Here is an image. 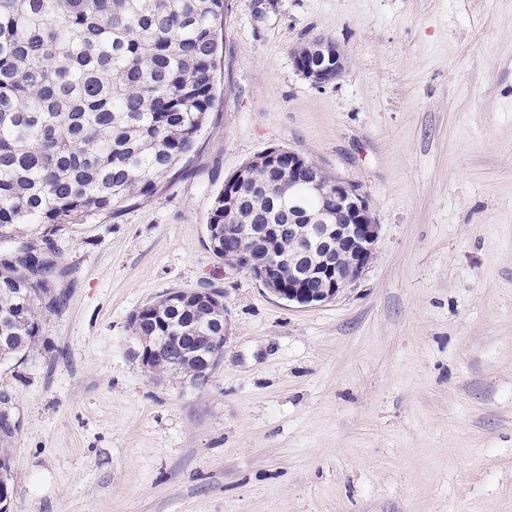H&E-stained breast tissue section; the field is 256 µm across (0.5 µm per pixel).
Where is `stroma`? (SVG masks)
Returning a JSON list of instances; mask_svg holds the SVG:
<instances>
[{
  "instance_id": "obj_1",
  "label": "stroma",
  "mask_w": 512,
  "mask_h": 512,
  "mask_svg": "<svg viewBox=\"0 0 512 512\" xmlns=\"http://www.w3.org/2000/svg\"><path fill=\"white\" fill-rule=\"evenodd\" d=\"M187 169L56 237L38 349L0 365L10 512H512V0H231ZM338 43L311 85L293 53ZM271 149L356 183L379 226L335 300L285 302L209 248ZM224 294L206 386L154 375L131 314ZM294 63L297 71L318 87L340 79L346 68L345 57L338 44L326 39H322L313 51H295Z\"/></svg>"
}]
</instances>
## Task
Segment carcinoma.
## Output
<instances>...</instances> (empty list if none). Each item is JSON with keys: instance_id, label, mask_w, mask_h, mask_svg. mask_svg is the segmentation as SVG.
<instances>
[{"instance_id": "carcinoma-1", "label": "carcinoma", "mask_w": 512, "mask_h": 512, "mask_svg": "<svg viewBox=\"0 0 512 512\" xmlns=\"http://www.w3.org/2000/svg\"><path fill=\"white\" fill-rule=\"evenodd\" d=\"M229 0H0V364L40 339L55 236L153 197L186 168L216 105L217 26ZM206 224L224 258V224H287V163L243 167ZM299 208L319 199L299 187ZM186 309L163 296L130 317L150 369L176 367L203 386L194 341L222 336V295Z\"/></svg>"}]
</instances>
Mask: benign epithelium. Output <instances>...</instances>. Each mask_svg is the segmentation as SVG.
Listing matches in <instances>:
<instances>
[{"label":"benign epithelium","mask_w":512,"mask_h":512,"mask_svg":"<svg viewBox=\"0 0 512 512\" xmlns=\"http://www.w3.org/2000/svg\"><path fill=\"white\" fill-rule=\"evenodd\" d=\"M294 63L297 71L318 87L340 79L346 68L339 46L326 39L313 51H295ZM276 158L288 162V171L311 190L324 179L325 169L297 152L277 149L266 160ZM327 200L336 209L332 224L323 215L300 228L294 224H226L224 251L236 258L235 268L246 271L282 300L303 307L332 301L363 274L378 242L379 225L374 222L365 196L348 180L335 178ZM285 235L292 238V250L281 256L279 263L288 265L293 282L283 288L274 276V268L253 262L240 243L250 237L276 242Z\"/></svg>","instance_id":"7a95c632"}]
</instances>
